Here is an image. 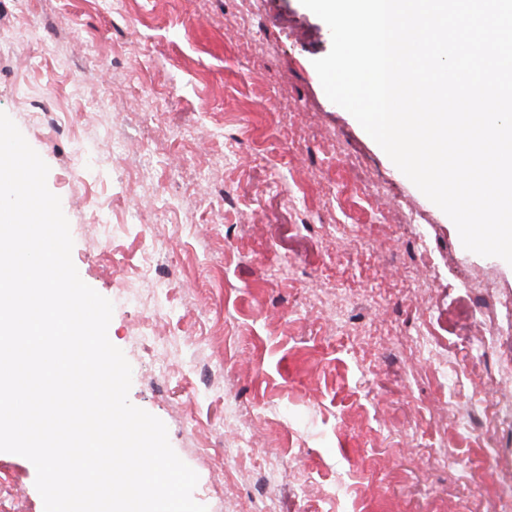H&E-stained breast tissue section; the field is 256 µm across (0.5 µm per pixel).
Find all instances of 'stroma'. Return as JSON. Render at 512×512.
<instances>
[{
	"label": "stroma",
	"instance_id": "35a3bbf8",
	"mask_svg": "<svg viewBox=\"0 0 512 512\" xmlns=\"http://www.w3.org/2000/svg\"><path fill=\"white\" fill-rule=\"evenodd\" d=\"M300 0H0L130 402L207 512H512V265L326 96ZM0 452V512H44Z\"/></svg>",
	"mask_w": 512,
	"mask_h": 512
}]
</instances>
